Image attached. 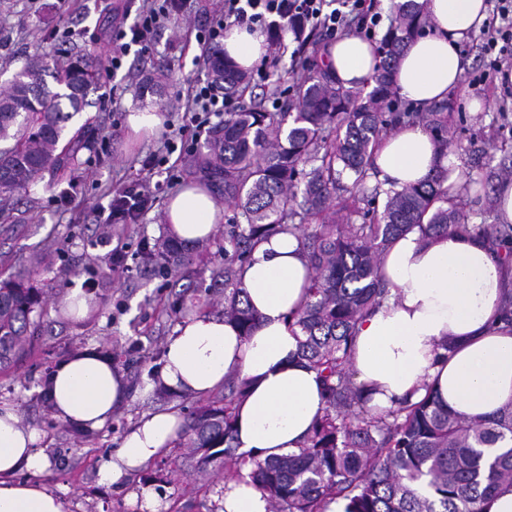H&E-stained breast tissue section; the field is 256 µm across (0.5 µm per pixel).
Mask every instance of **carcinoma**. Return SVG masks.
Listing matches in <instances>:
<instances>
[{"label":"carcinoma","mask_w":512,"mask_h":512,"mask_svg":"<svg viewBox=\"0 0 512 512\" xmlns=\"http://www.w3.org/2000/svg\"><path fill=\"white\" fill-rule=\"evenodd\" d=\"M430 27L424 4L396 0L377 47L379 63L360 86L346 88L328 71L323 55L303 58L286 73L293 95L273 111L261 104L224 113V123L186 159V171L206 182L242 221L224 225V260L204 262L206 247L170 237L143 240L141 262L163 277L196 269L206 304L247 336L256 315L242 276L254 250L271 238L297 236L313 277L303 307L289 326L297 356L323 384L324 406L297 452L260 460L234 445L235 409L247 384L224 378V389L200 399L176 441L188 450L196 473L214 468L239 476L249 469L267 496L269 512H326L333 501L344 512H482L502 485H512V406L467 417L443 407L433 393L414 404L377 411L368 406L350 369L362 320L389 295L382 254L399 236L424 238L455 232L482 239L512 263L511 224H471L464 198L483 185L438 169L418 185L376 184L366 191L379 142L402 122L426 127L443 153L458 148L456 129L444 113L399 111L394 82L405 47ZM224 90L242 94L248 73L217 47L206 59ZM107 59L95 50L69 59L35 53L0 90V218L45 176L74 169L89 144L93 120L71 132L68 123L87 106L88 91ZM160 75L141 95L161 96ZM385 196L382 207L376 206ZM42 258L0 278V372L28 350L40 328L45 297L34 285Z\"/></svg>","instance_id":"cac0c4a2"}]
</instances>
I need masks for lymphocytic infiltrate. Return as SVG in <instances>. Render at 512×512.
<instances>
[{
	"instance_id": "f902f5d3",
	"label": "lymphocytic infiltrate",
	"mask_w": 512,
	"mask_h": 512,
	"mask_svg": "<svg viewBox=\"0 0 512 512\" xmlns=\"http://www.w3.org/2000/svg\"><path fill=\"white\" fill-rule=\"evenodd\" d=\"M192 0H143V6L132 24L118 28L112 37V59L107 75H115L131 51L149 53L152 37L161 23L171 14L190 9ZM219 0L213 17L198 35L199 45L206 49L217 47L224 33L233 26L265 28L278 19H293L306 28L320 32L332 40L347 31L349 21H356L358 30L371 34L381 21L375 0ZM483 49L492 59L498 72L512 68V0H497L492 16L480 31ZM239 99L224 91L222 82L210 79L193 86L185 107V122L178 129L166 133L157 150L147 154L141 162L144 170L151 171L169 163L172 155L186 156L187 142L197 141L201 132L212 129L214 119L224 113L241 110ZM157 186L148 177L114 193L104 210H96L97 223L126 217L136 223L156 201Z\"/></svg>"
}]
</instances>
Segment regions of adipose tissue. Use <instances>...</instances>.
I'll return each instance as SVG.
<instances>
[{"label": "adipose tissue", "mask_w": 512, "mask_h": 512, "mask_svg": "<svg viewBox=\"0 0 512 512\" xmlns=\"http://www.w3.org/2000/svg\"><path fill=\"white\" fill-rule=\"evenodd\" d=\"M433 27L406 48L395 71L399 93L418 107L443 101L459 82V42L482 26L485 0H427ZM267 50L258 30L234 27L224 51L253 68ZM325 61L344 86L361 85L377 61L373 44L355 36L326 48ZM381 180L402 187L436 169L453 167L420 125L388 135L374 158ZM225 205L206 187L188 181L165 207L169 233L178 240L212 238ZM381 272L390 297L359 326L351 369L379 409L403 398L438 393L449 409L469 417L512 405V329L500 323L512 270L482 240L451 233L428 240L412 232L383 254ZM312 271L298 240L282 234L262 244L243 274L257 322L250 336L221 317L194 314L170 336L161 383L183 396L215 392L227 374L249 387L237 405L235 443L261 459L297 450L319 413L322 383L297 355L289 316L304 303ZM449 342L442 350L441 342ZM127 395L126 382L110 359L93 349L62 360L50 376L48 401L54 416L90 432L111 421ZM184 425L176 409L142 416L98 470L105 486L121 485L136 469L170 447ZM39 437L25 427L15 407L0 404V512H65L44 484L18 480L21 471L44 472L47 457ZM217 512H268L265 496L249 477L224 483Z\"/></svg>", "instance_id": "ef3b65f1"}]
</instances>
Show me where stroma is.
Here are the masks:
<instances>
[{
    "instance_id": "1",
    "label": "stroma",
    "mask_w": 512,
    "mask_h": 512,
    "mask_svg": "<svg viewBox=\"0 0 512 512\" xmlns=\"http://www.w3.org/2000/svg\"><path fill=\"white\" fill-rule=\"evenodd\" d=\"M105 4L106 0H0V86L42 44L53 45L65 56L77 55L90 45L111 54L114 26ZM203 21L196 13L173 16L156 36L146 60L134 65L145 76L175 70L177 79L165 85L160 112L176 123L185 110L188 88L208 77L196 40ZM459 51L463 72L447 98L450 115L459 120L463 145L455 155V170L476 177L512 155V82H503L491 69L472 35L464 36ZM109 93L118 111L105 110L103 101ZM89 98L97 117L94 147L81 152L76 170L54 184L39 183L21 197L12 218L0 223V272L25 264L33 254L47 256L35 278L47 294L46 328L26 356L0 373V403L15 405L22 424L38 432L39 446L49 460L43 479L63 499L65 512H140L147 492L156 498L158 512H211L224 474L195 478L174 447L121 487L97 482L99 465L135 422L177 401L176 396L153 388L157 374L151 358L164 349L175 329L160 309L175 300L177 288L171 280L139 266L137 259L140 241L156 239L163 231L162 215L174 191L168 171L159 169L150 175L160 186L155 206L126 232L94 222L93 213L107 194L145 175L139 161L158 146V134L137 136L127 125L128 112L144 105L138 86L115 77L98 82ZM477 102L482 105L478 112L473 109ZM100 237L107 238V247L96 246ZM110 248L123 251L126 264L100 284L97 272ZM91 279L96 282L91 294L98 308L86 320L73 321L62 309L63 299ZM86 348L117 352L114 365L125 375L127 398L112 425L84 439L70 425L50 422L37 382L62 358Z\"/></svg>"
}]
</instances>
